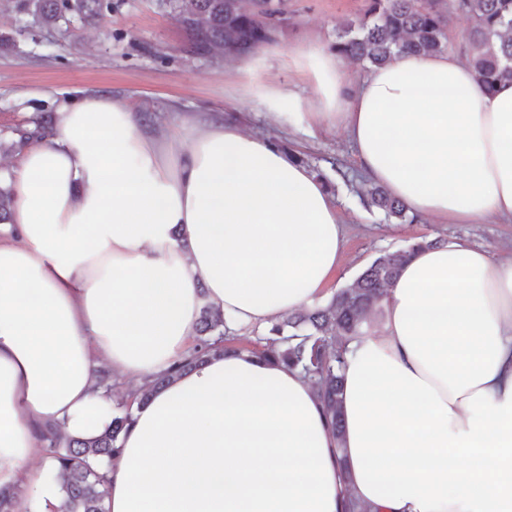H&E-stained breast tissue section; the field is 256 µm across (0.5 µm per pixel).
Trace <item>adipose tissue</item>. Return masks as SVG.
<instances>
[{"label":"adipose tissue","instance_id":"adipose-tissue-1","mask_svg":"<svg viewBox=\"0 0 512 512\" xmlns=\"http://www.w3.org/2000/svg\"><path fill=\"white\" fill-rule=\"evenodd\" d=\"M317 86L307 128L344 129L364 180L441 224L512 223V83L482 94L447 53L402 55L360 80L316 46L289 52ZM276 122L285 97L258 80ZM348 239L321 179L240 122L179 116L161 134L119 94L59 101L30 140L0 225V492L35 512L58 482L27 470L41 433L92 439L98 382L146 383L189 349L202 302L231 331L325 299ZM343 435L301 372L212 356L134 405L105 468L108 512H512V253L464 239L416 251L379 332L344 354Z\"/></svg>","mask_w":512,"mask_h":512}]
</instances>
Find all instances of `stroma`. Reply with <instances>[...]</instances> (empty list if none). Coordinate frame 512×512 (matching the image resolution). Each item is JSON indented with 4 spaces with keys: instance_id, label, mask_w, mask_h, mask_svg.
Instances as JSON below:
<instances>
[{
    "instance_id": "stroma-1",
    "label": "stroma",
    "mask_w": 512,
    "mask_h": 512,
    "mask_svg": "<svg viewBox=\"0 0 512 512\" xmlns=\"http://www.w3.org/2000/svg\"><path fill=\"white\" fill-rule=\"evenodd\" d=\"M98 15L47 29L19 13L14 0H0V179L10 180L18 160L10 148L16 128L54 110V92L118 93L147 107L159 126L184 112H212L240 119L249 131L276 137L310 166L334 180L345 219L346 264L331 287H346L380 251L395 250L419 236L468 240L500 255L512 249V224H438L417 216L411 224H385L367 211L355 191L363 179L343 129L309 131L297 122L271 124L249 98L228 99L238 85V57L197 50L169 0H107ZM364 0H288V19L276 40L262 48L265 81L311 97L315 86L288 60L292 47H329Z\"/></svg>"
}]
</instances>
